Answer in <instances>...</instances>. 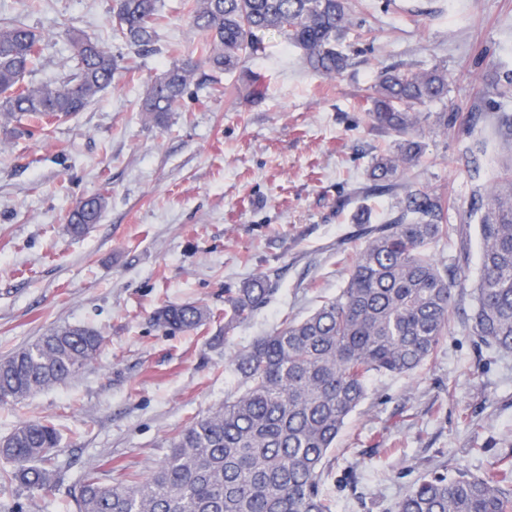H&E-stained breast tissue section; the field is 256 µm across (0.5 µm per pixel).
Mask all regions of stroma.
I'll return each mask as SVG.
<instances>
[{
    "mask_svg": "<svg viewBox=\"0 0 512 512\" xmlns=\"http://www.w3.org/2000/svg\"><path fill=\"white\" fill-rule=\"evenodd\" d=\"M374 30L357 42L340 75L311 70L279 34L245 67L261 99L231 95L239 73H217L192 89L162 124L138 103L172 61L192 56L202 33L185 0H164L156 51L137 55L114 32L111 0H0V19L43 34L71 25L124 54L109 88L49 132L18 134L0 123V357L58 325H90L99 356L76 377L20 403L0 402V436L50 419L60 436L61 480L30 494L0 483V512H77V477L97 469L146 471L166 442L237 389L229 356L287 319L335 298L349 265L336 242L353 229L350 197L376 148L394 138L371 127L362 89L383 67L444 64L456 113L451 134L422 129L425 156L410 181L447 188L461 238L432 252L462 266L459 314L436 355L405 375H376L325 461L320 489L333 512H394L404 492L447 459L479 474L512 464V355L479 348L470 332V293L480 244L469 209L464 145L480 139L487 178L512 164L487 84L512 72V0H354ZM106 193L99 223L72 237L65 216L79 198ZM278 272L267 303L224 327L225 291ZM196 302L213 316L198 329L167 333L152 317L163 305Z\"/></svg>",
    "mask_w": 512,
    "mask_h": 512,
    "instance_id": "35a3bbf8",
    "label": "stroma"
}]
</instances>
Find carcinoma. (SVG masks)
<instances>
[{
	"instance_id": "carcinoma-1",
	"label": "carcinoma",
	"mask_w": 512,
	"mask_h": 512,
	"mask_svg": "<svg viewBox=\"0 0 512 512\" xmlns=\"http://www.w3.org/2000/svg\"><path fill=\"white\" fill-rule=\"evenodd\" d=\"M162 0H112V17L122 41L147 52L157 42ZM194 26L206 36L197 58L173 62L147 89L144 120L163 122L180 106L191 85L213 77L202 72L243 70L260 33L276 31L302 50L322 75L352 66L347 41L353 28L349 0H190ZM58 37L74 49L76 65L41 82L27 80L51 39L21 21L0 23V119L25 122L23 132L48 130L53 118L82 111L112 83L123 56L69 27ZM448 95V69H381L365 89L367 117L395 136V150L372 157L358 195L395 199L385 219L372 224L362 205L353 223L362 224L363 247L336 298L310 315L285 320L272 333L230 357L239 378L235 394L192 421L169 440V453L146 473L128 471L114 484L94 469L81 480L78 512H331L319 494L328 452L349 415L366 395L375 374L411 372L437 353L458 314L453 288L465 276L460 266L440 268L433 245L460 233L448 223L454 205L448 190L419 186L406 171L424 157L422 124L430 118L448 130L446 112L421 108ZM512 95V79L485 91L493 108ZM103 194L79 199L67 216V231L85 233L100 222ZM470 215L477 218L481 272L472 287L470 321L478 343L512 354V166L491 185L472 189ZM272 275H258L224 298V331L265 304ZM210 311L197 303H172L154 316L167 333L202 326ZM102 339L91 327L62 325L32 344L0 358V402L23 400L64 383L99 353ZM59 435L47 419L18 425L0 444L10 467L0 482L32 494L52 490L59 477L52 459ZM395 512H512V467L473 474L453 458L442 471L413 484Z\"/></svg>"
}]
</instances>
